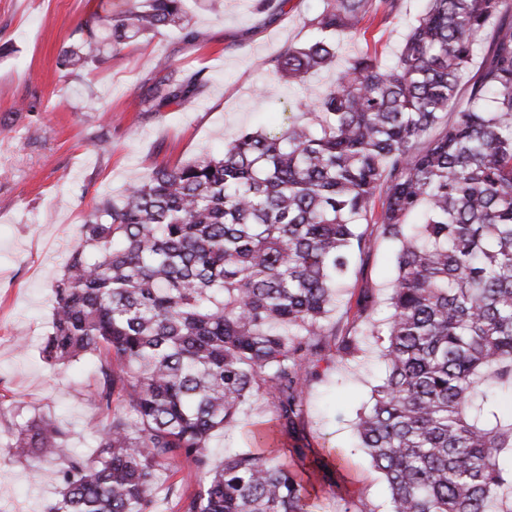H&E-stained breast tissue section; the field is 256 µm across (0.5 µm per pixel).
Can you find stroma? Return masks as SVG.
<instances>
[{"label": "stroma", "instance_id": "35a3bbf8", "mask_svg": "<svg viewBox=\"0 0 512 512\" xmlns=\"http://www.w3.org/2000/svg\"><path fill=\"white\" fill-rule=\"evenodd\" d=\"M125 6L126 0H0V406L21 402L57 412L78 452L94 448L101 419L88 397L94 368L86 359L48 367L41 346L51 326V286L100 196L118 194L155 166L222 153L243 130L285 126L336 77L328 70L286 82L266 66L309 38L303 21L320 0H284L274 17L255 10L252 0H187L197 42L166 32L126 46L121 64L60 68L61 50L75 43L88 14ZM426 8V0H402L392 24L339 38L337 67L366 52L391 63ZM168 67L187 74L203 68L210 80L190 105L144 111L142 96ZM92 108L103 124L89 122ZM100 135L110 142L108 152L94 145ZM357 266L340 288L341 304L351 308L361 291L387 295L391 247L379 244ZM383 370L371 342L356 362L322 371L305 394L306 413L295 434L278 433L279 444L304 448L311 458L351 447L353 423ZM272 418L262 404L246 408L239 428L213 438V462L247 447L246 429ZM312 484L313 501L324 512H344L350 500L387 510L383 476L362 453H355L339 483L316 475ZM55 494L51 466L33 473L0 459V512H43Z\"/></svg>", "mask_w": 512, "mask_h": 512}]
</instances>
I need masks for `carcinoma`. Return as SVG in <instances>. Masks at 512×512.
Listing matches in <instances>:
<instances>
[{
    "instance_id": "cac0c4a2",
    "label": "carcinoma",
    "mask_w": 512,
    "mask_h": 512,
    "mask_svg": "<svg viewBox=\"0 0 512 512\" xmlns=\"http://www.w3.org/2000/svg\"><path fill=\"white\" fill-rule=\"evenodd\" d=\"M311 38L267 61L297 80L331 66L336 36L389 24L401 0H321ZM94 12L62 54L72 70L167 30L189 42L185 0ZM466 89L461 79L477 55ZM204 71L177 69L141 99L184 106ZM306 121L243 131L220 155L159 166L100 198L52 288L41 349L96 363V450L69 447L51 411L13 408L0 455L53 466L43 512H311L306 470L256 427V448L210 456L214 433L262 399L288 430L320 363L369 337L384 375L354 423L384 477L387 512H512V0H428L391 65L351 58ZM394 248L390 314L338 288L377 241Z\"/></svg>"
}]
</instances>
